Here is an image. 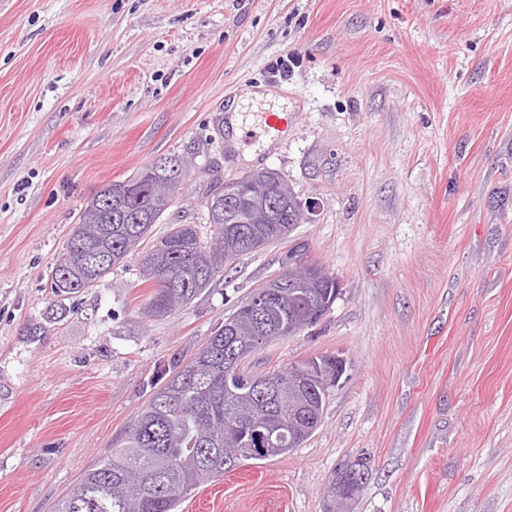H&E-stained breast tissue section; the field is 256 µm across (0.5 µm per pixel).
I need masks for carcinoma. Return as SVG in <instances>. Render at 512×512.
Wrapping results in <instances>:
<instances>
[{"instance_id": "carcinoma-1", "label": "carcinoma", "mask_w": 512, "mask_h": 512, "mask_svg": "<svg viewBox=\"0 0 512 512\" xmlns=\"http://www.w3.org/2000/svg\"><path fill=\"white\" fill-rule=\"evenodd\" d=\"M167 167L150 163L131 177L139 181L133 197H116L109 183L80 210L51 271L57 296L79 293L97 284L124 261L151 233L156 220L151 197L176 189L181 157L167 156ZM269 178L285 182L274 170L249 172L215 184L201 200L203 221L213 226L210 241L195 225L173 224L141 258V281L151 288L145 309L167 316L191 303L242 254L284 239L281 225L252 222L257 209L244 180ZM339 282L330 273L306 291L313 307L302 314L285 295L268 296L256 288L230 318L237 331L216 328L187 362L173 359L118 447L86 469L53 507V512H126L129 487L141 494L138 512H174L198 489L248 460H262L251 433L254 422L270 419L296 430L305 418L288 397L295 385L314 399L323 395L319 381L292 366L272 373H251L245 361L274 338L301 333L316 325L336 300Z\"/></svg>"}]
</instances>
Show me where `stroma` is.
<instances>
[{
    "label": "stroma",
    "instance_id": "obj_1",
    "mask_svg": "<svg viewBox=\"0 0 512 512\" xmlns=\"http://www.w3.org/2000/svg\"><path fill=\"white\" fill-rule=\"evenodd\" d=\"M301 63L270 73L283 55ZM247 109L237 149L217 129ZM285 99L284 132L257 115ZM193 169L154 225H196L212 175L279 172L311 212L175 315L146 316L139 256L62 297L84 204L163 156ZM336 277L323 319L254 371L338 355L315 433L176 512H512V0H0V512H52L109 455L169 361L190 359L290 245Z\"/></svg>",
    "mask_w": 512,
    "mask_h": 512
}]
</instances>
